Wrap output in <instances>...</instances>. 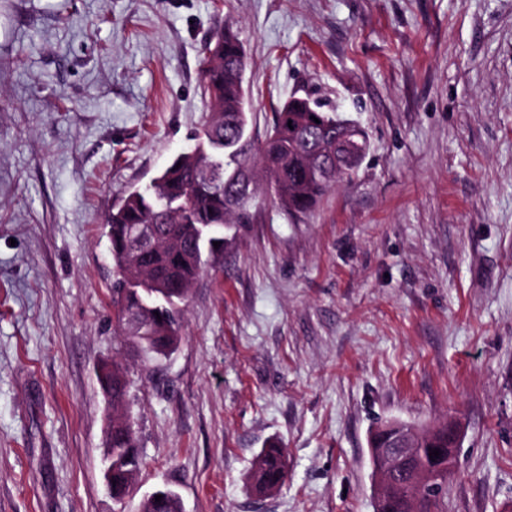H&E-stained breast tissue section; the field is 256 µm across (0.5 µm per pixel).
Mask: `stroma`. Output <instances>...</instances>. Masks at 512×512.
I'll return each mask as SVG.
<instances>
[{
    "instance_id": "35a3bbf8",
    "label": "stroma",
    "mask_w": 512,
    "mask_h": 512,
    "mask_svg": "<svg viewBox=\"0 0 512 512\" xmlns=\"http://www.w3.org/2000/svg\"><path fill=\"white\" fill-rule=\"evenodd\" d=\"M243 40L262 143L292 94L371 148L309 215L266 203L145 364L114 331L103 219L189 147L201 43ZM142 467L102 476L96 371ZM453 420L448 512H512V0H0V512H373L377 420ZM288 479L258 496L269 444ZM97 376L102 391L112 400V423L106 439V445L110 449L105 457V487L108 489L112 472L110 495L115 502L123 503L141 468L133 417L128 414L114 415L126 402L130 382L114 363L112 366L101 364L97 369Z\"/></svg>"
}]
</instances>
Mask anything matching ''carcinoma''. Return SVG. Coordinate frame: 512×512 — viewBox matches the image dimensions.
Wrapping results in <instances>:
<instances>
[{
	"mask_svg": "<svg viewBox=\"0 0 512 512\" xmlns=\"http://www.w3.org/2000/svg\"><path fill=\"white\" fill-rule=\"evenodd\" d=\"M204 66L201 94L209 119L196 139V153L181 152L148 184L128 190L103 219L112 264L114 322L126 339L137 346L147 362L171 354L190 288L217 252L214 243L236 237L252 223L263 198L291 216L311 213L332 187L318 167L333 143L336 128L347 121L310 97L292 96L276 113L259 148L250 134L249 113L242 110L246 88L247 55L237 33L219 28L202 49ZM150 229L160 244L138 252L133 236ZM141 319L134 333L125 330L126 317ZM97 376L102 391L112 400V411L123 407L130 382L117 365L101 364ZM409 428L399 419L379 422L375 438L391 440V425ZM426 438L408 458L395 487L378 505L381 512H406L404 484L422 474L421 512H446L448 426L424 429ZM112 449V500L122 503L141 468L135 421L128 414L112 416L107 431ZM440 448L439 456L431 457ZM287 460L271 444L256 456L251 480L256 493L281 487L287 478ZM140 512H177V500L147 498Z\"/></svg>",
	"mask_w": 512,
	"mask_h": 512,
	"instance_id": "obj_1",
	"label": "carcinoma"
}]
</instances>
